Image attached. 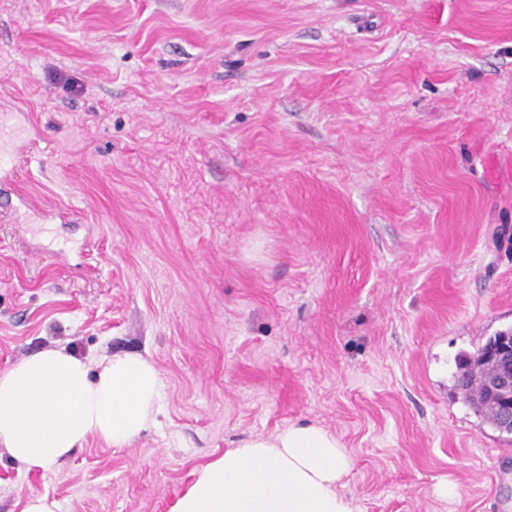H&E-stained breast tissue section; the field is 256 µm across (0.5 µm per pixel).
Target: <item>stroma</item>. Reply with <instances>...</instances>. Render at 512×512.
I'll use <instances>...</instances> for the list:
<instances>
[{
	"label": "stroma",
	"instance_id": "1",
	"mask_svg": "<svg viewBox=\"0 0 512 512\" xmlns=\"http://www.w3.org/2000/svg\"><path fill=\"white\" fill-rule=\"evenodd\" d=\"M16 109L0 370L136 352L165 392L126 447L1 448L0 512H170L294 422L357 512H512V436L454 390L512 328V0H0Z\"/></svg>",
	"mask_w": 512,
	"mask_h": 512
}]
</instances>
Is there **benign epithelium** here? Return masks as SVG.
<instances>
[{"mask_svg":"<svg viewBox=\"0 0 512 512\" xmlns=\"http://www.w3.org/2000/svg\"><path fill=\"white\" fill-rule=\"evenodd\" d=\"M469 396L480 395L482 402L494 406L495 426L512 435V331L492 337L484 351L469 366Z\"/></svg>","mask_w":512,"mask_h":512,"instance_id":"benign-epithelium-1","label":"benign epithelium"}]
</instances>
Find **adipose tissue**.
Returning <instances> with one entry per match:
<instances>
[{
	"instance_id": "ef3b65f1",
	"label": "adipose tissue",
	"mask_w": 512,
	"mask_h": 512,
	"mask_svg": "<svg viewBox=\"0 0 512 512\" xmlns=\"http://www.w3.org/2000/svg\"><path fill=\"white\" fill-rule=\"evenodd\" d=\"M165 383L136 353L97 366L45 349L0 371V447L26 471L67 460L91 436L115 448L154 423ZM353 459L326 428L292 423L202 465L171 512H356L340 489Z\"/></svg>"
}]
</instances>
